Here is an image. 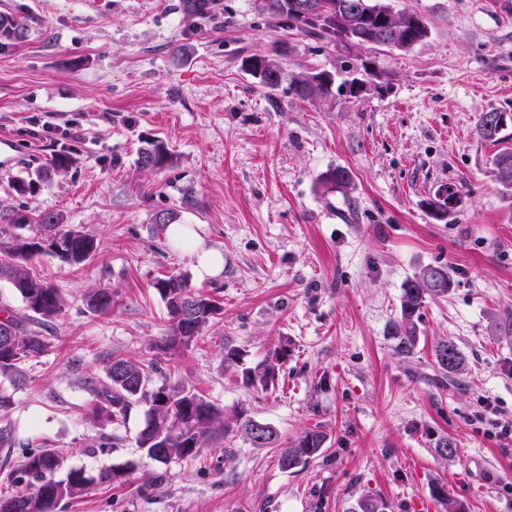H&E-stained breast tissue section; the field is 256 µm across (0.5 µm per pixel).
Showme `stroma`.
Instances as JSON below:
<instances>
[{
    "label": "stroma",
    "mask_w": 512,
    "mask_h": 512,
    "mask_svg": "<svg viewBox=\"0 0 512 512\" xmlns=\"http://www.w3.org/2000/svg\"><path fill=\"white\" fill-rule=\"evenodd\" d=\"M182 0H0L24 39L0 37V140L23 163L0 173V224L55 213L99 247L73 265L40 255L30 268L66 299L46 352L23 366L11 393L13 448L0 450V492L35 435L65 453L64 468L126 467L120 485L95 487L57 512H350L369 494L391 512H444L445 485L467 512H512V196L493 156L512 147L482 140V112L512 113V11L487 0H390L421 15L429 35L411 49H361L389 72L381 93L313 103L286 89L267 93L242 62L260 55L297 74L336 71L333 45L264 15L261 0H213L207 15ZM71 134L69 169L51 162ZM147 137L176 163L138 169ZM349 168L352 181L323 191L318 177ZM41 177L25 197L11 187ZM453 182L462 203L448 220L422 202ZM175 208L224 270L199 279L194 258L154 224ZM445 264L454 285L430 302L412 356L389 334L401 284ZM188 278L221 305L189 348L162 362L154 380L196 389L230 413L245 410L282 440L325 433L319 456L292 471L276 448L242 434L209 439L196 458L168 464L143 456L142 407L125 422L87 419L86 382L113 358L145 363L168 335L153 283ZM113 291L112 308H88L89 289ZM452 339L466 369L448 376L434 344ZM287 345L268 390L245 369ZM237 353L239 362L226 361ZM114 435L112 447L87 442ZM449 438L453 457L438 455Z\"/></svg>",
    "instance_id": "1"
}]
</instances>
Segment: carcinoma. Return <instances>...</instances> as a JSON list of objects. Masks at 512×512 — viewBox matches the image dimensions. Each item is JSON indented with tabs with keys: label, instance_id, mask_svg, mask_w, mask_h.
<instances>
[{
	"label": "carcinoma",
	"instance_id": "carcinoma-1",
	"mask_svg": "<svg viewBox=\"0 0 512 512\" xmlns=\"http://www.w3.org/2000/svg\"><path fill=\"white\" fill-rule=\"evenodd\" d=\"M353 2L358 7L357 33L367 46H379L377 15L391 11L393 7L384 0ZM261 8L274 18L286 20L288 27L305 35L328 40L338 47L344 42L343 33L327 29L317 17L301 15L294 8L293 0H262ZM0 33L20 40L25 38V27L0 16ZM247 71L269 91L288 82V93L302 100L329 96L334 83V76L325 70L288 75L280 65L260 56L247 59ZM137 163L143 171L163 170L172 165L173 156L162 140L146 138L138 151ZM493 164L498 181L511 191L512 151L497 153ZM351 179L348 168L337 167L323 173L319 183L327 191L339 190L347 187ZM460 200V189L450 182L440 186L425 201V206L433 218L443 221L448 219ZM96 250L97 241L93 236L61 223L57 215H43L36 224H30L26 216L18 215L13 223L0 225V280L9 282L22 302L20 309L4 302L0 304V378L16 380L21 377L25 362L45 352L48 337L43 326L65 308L58 289L39 279L26 263L37 255L48 253L71 264H80ZM452 285L446 264L423 266L406 277L402 284L399 318L389 327V335L396 340L399 354L405 357L414 354L426 305L447 296ZM153 287L165 305L170 322L169 336L157 345L165 354L172 355L191 345L220 311L214 299L190 289L180 275L158 278ZM87 304L96 311H108L112 307V289L90 290ZM287 358L288 345L285 344L270 359L249 371L250 384L267 387L276 378L279 364ZM433 358L437 367L450 376L465 369V356L450 339L434 345ZM158 364L156 359L145 365L114 358L106 378L91 379L87 383L93 396L92 416L95 420L124 422L134 405L147 406L144 425L138 434L139 448L147 458L165 464L174 457H194L214 435H227L235 430L254 446L281 449L279 463L285 470L305 464L321 452L326 435L320 430H309L291 442H282L274 427L255 421L243 411L227 419L223 410L195 390L152 385L151 373L159 370ZM12 405L11 395L0 389V448H12L15 444L14 431L8 420ZM63 460L61 450L48 446L25 456L18 475L10 476V485L24 483L26 487L14 488L1 495L0 512H56L62 502L80 497L93 485L123 483L126 474V470L119 467L96 473L71 468L66 477L58 479L56 473ZM433 495L445 512H466L464 504L449 496L445 486L436 485ZM352 512H390V506L382 499L364 495L357 500Z\"/></svg>",
	"mask_w": 512,
	"mask_h": 512
}]
</instances>
